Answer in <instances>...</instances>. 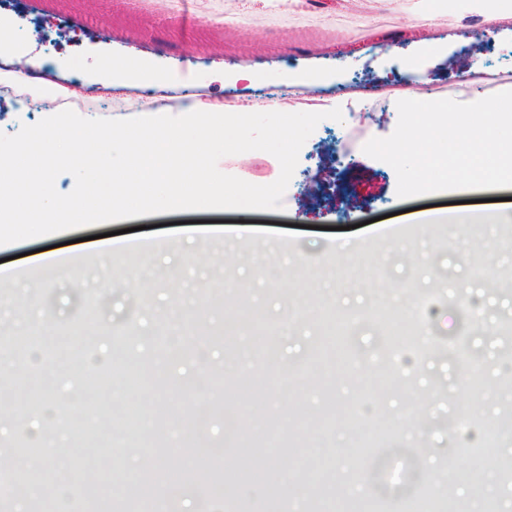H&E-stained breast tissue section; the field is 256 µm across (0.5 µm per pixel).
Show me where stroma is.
<instances>
[{"instance_id": "stroma-1", "label": "stroma", "mask_w": 512, "mask_h": 512, "mask_svg": "<svg viewBox=\"0 0 512 512\" xmlns=\"http://www.w3.org/2000/svg\"><path fill=\"white\" fill-rule=\"evenodd\" d=\"M226 0H189L180 15L143 17L109 0H0V20L19 33L48 31L51 40L27 60L57 84L64 64L80 83L100 86L98 57L145 50L149 68L203 90L211 103L231 91L288 84L301 73L335 89L342 121H321L299 153L283 211L207 209L125 218L0 246L15 284L0 285V429L30 439L22 416L30 381L54 421L82 424L58 456L82 455L63 486L42 485L38 472L0 458V483L42 487L91 512L84 472L111 458L105 482L127 500L131 476H152V512H199L192 487L213 480L214 512H253L252 480L235 478L238 439H226L217 404L240 419L281 435L303 433L304 445L273 457L290 483V512L335 498L387 502L391 512H447L431 487L407 479L411 454L431 479L456 473L452 496L469 503L476 469L463 450L469 435L498 423L495 438L504 469L512 468V284L489 287L492 269L512 272V187L429 194L401 200L393 168L346 149L357 125L369 136L394 131V102L371 108L348 101L351 81L376 89L407 81L432 99L469 103L512 90V79L465 84V63L512 72V25L488 21L512 0H325L319 14L289 21L266 14L254 0L250 23L233 32L204 14ZM436 13L430 36L438 52H422L420 19ZM222 54L211 55L213 45ZM417 58V72L398 58ZM345 58L337 68V58ZM249 67L253 82L233 81ZM219 169L253 184L280 174L278 160L255 151L223 157ZM478 200L501 221L420 224V214L463 212ZM207 224H249L240 239L194 233ZM118 231L121 263L141 271L137 287L110 268L101 234ZM68 243L71 270L33 272L36 254ZM269 327L266 352L255 322ZM152 417L162 430L129 424L126 411ZM196 440L190 466L175 451ZM137 448L139 459L127 451ZM180 472L184 492L171 502L164 477Z\"/></svg>"}]
</instances>
